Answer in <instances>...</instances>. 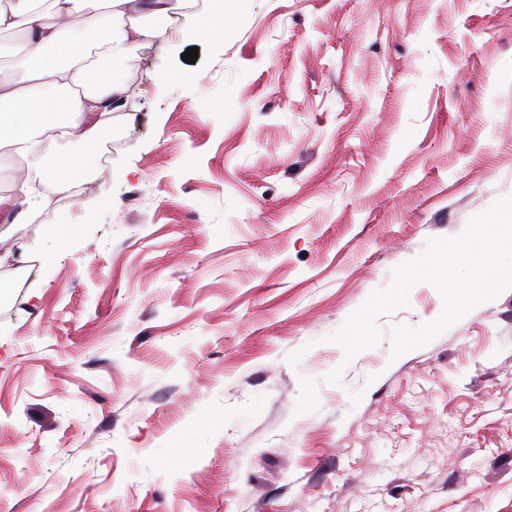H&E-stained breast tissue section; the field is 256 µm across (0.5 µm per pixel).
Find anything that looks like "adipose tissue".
Listing matches in <instances>:
<instances>
[{"label": "adipose tissue", "mask_w": 512, "mask_h": 512, "mask_svg": "<svg viewBox=\"0 0 512 512\" xmlns=\"http://www.w3.org/2000/svg\"><path fill=\"white\" fill-rule=\"evenodd\" d=\"M36 0H19L15 14L0 13V31L24 24L23 56L0 66V144L27 158L16 186L30 199L36 183L53 181L59 190L73 161L56 153L52 129L76 138L93 154L113 112L129 97L117 75L91 77L83 66L90 44L104 46L112 65L125 62L144 42L168 33L171 0H61L51 21H43Z\"/></svg>", "instance_id": "ef3b65f1"}]
</instances>
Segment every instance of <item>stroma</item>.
I'll return each instance as SVG.
<instances>
[{
	"mask_svg": "<svg viewBox=\"0 0 512 512\" xmlns=\"http://www.w3.org/2000/svg\"><path fill=\"white\" fill-rule=\"evenodd\" d=\"M174 14L99 183L0 223V512H512V289L326 340L512 194V0Z\"/></svg>",
	"mask_w": 512,
	"mask_h": 512,
	"instance_id": "1",
	"label": "stroma"
}]
</instances>
